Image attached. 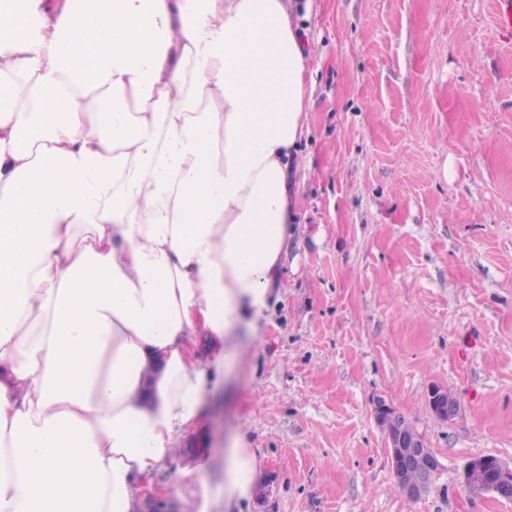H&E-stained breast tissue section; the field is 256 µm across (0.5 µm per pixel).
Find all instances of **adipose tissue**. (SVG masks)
Returning a JSON list of instances; mask_svg holds the SVG:
<instances>
[{
	"label": "adipose tissue",
	"mask_w": 512,
	"mask_h": 512,
	"mask_svg": "<svg viewBox=\"0 0 512 512\" xmlns=\"http://www.w3.org/2000/svg\"><path fill=\"white\" fill-rule=\"evenodd\" d=\"M294 8L0 0V512H130L265 318L316 52ZM257 474L233 428L225 503Z\"/></svg>",
	"instance_id": "1"
}]
</instances>
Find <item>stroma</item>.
<instances>
[{
    "label": "stroma",
    "mask_w": 512,
    "mask_h": 512,
    "mask_svg": "<svg viewBox=\"0 0 512 512\" xmlns=\"http://www.w3.org/2000/svg\"><path fill=\"white\" fill-rule=\"evenodd\" d=\"M299 23L318 56L285 286L146 486L177 512H512L460 480L470 457L512 460V36L492 0H309ZM381 402L442 464L420 498ZM231 423L258 477L228 507ZM452 396L448 390L440 386H434L429 392V405L432 412L441 420H452L459 411V403L454 399H448Z\"/></svg>",
    "instance_id": "obj_1"
}]
</instances>
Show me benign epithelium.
<instances>
[{"instance_id": "obj_1", "label": "benign epithelium", "mask_w": 512, "mask_h": 512, "mask_svg": "<svg viewBox=\"0 0 512 512\" xmlns=\"http://www.w3.org/2000/svg\"><path fill=\"white\" fill-rule=\"evenodd\" d=\"M432 412L441 420L453 419L459 411V403L448 398V390L434 386L429 392ZM380 424L387 432L390 468L400 490L409 498L417 499L427 493L441 470L438 458L427 448L423 438L408 421L391 407L382 404L377 411ZM473 471H484L489 479L473 485L468 477ZM464 490L474 495H490L496 499L512 500V461L506 462L492 455L469 458L461 471ZM140 512H174L173 508L154 492L146 489L142 493Z\"/></svg>"}]
</instances>
